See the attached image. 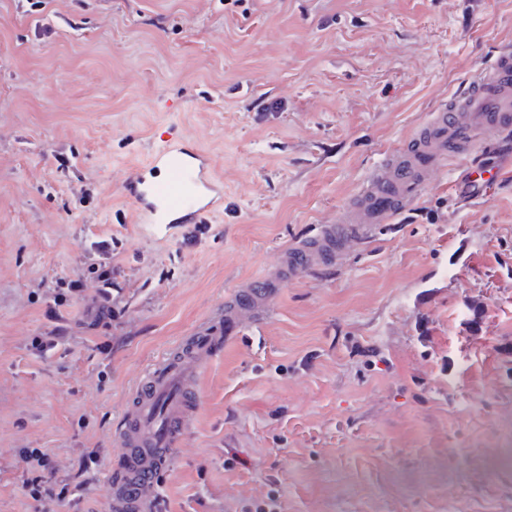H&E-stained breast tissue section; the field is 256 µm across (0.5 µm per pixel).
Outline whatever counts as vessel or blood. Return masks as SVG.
<instances>
[{
	"instance_id": "vessel-or-blood-1",
	"label": "vessel or blood",
	"mask_w": 512,
	"mask_h": 512,
	"mask_svg": "<svg viewBox=\"0 0 512 512\" xmlns=\"http://www.w3.org/2000/svg\"><path fill=\"white\" fill-rule=\"evenodd\" d=\"M512 140V48H499L466 90L431 112L417 132L376 165L335 223L289 246L272 277H258L224 302L216 319L187 337L149 369L137 385L118 433L119 467L112 475V512H154L158 473L171 459L199 402L192 379L224 342L243 329L244 312H264L278 288L311 269L342 261L346 242L367 240L397 213L409 210L429 178L467 159L460 179L471 182L481 157L476 146ZM164 177H156V170ZM127 196L141 224H181L211 213L224 197L209 157L167 143L127 182Z\"/></svg>"
}]
</instances>
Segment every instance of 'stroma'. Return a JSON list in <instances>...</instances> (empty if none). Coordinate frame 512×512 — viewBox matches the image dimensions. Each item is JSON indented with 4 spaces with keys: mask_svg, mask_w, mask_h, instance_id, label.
Segmentation results:
<instances>
[{
    "mask_svg": "<svg viewBox=\"0 0 512 512\" xmlns=\"http://www.w3.org/2000/svg\"><path fill=\"white\" fill-rule=\"evenodd\" d=\"M503 46L512 0H0V512H73L24 494L26 448L110 512L144 374ZM168 135L224 184L204 224L136 221L123 184ZM489 157L472 203L436 174L208 361L159 512H512L486 462L512 434V147Z\"/></svg>",
    "mask_w": 512,
    "mask_h": 512,
    "instance_id": "obj_1",
    "label": "stroma"
}]
</instances>
